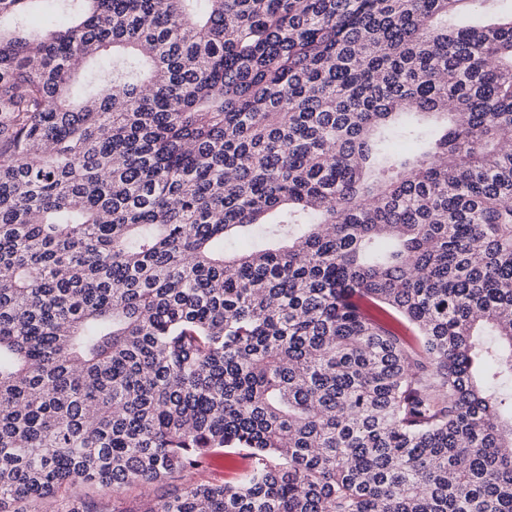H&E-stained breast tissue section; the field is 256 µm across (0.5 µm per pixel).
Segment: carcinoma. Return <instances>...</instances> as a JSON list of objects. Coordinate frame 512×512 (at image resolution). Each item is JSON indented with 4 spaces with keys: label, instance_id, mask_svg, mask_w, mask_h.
Listing matches in <instances>:
<instances>
[{
    "label": "carcinoma",
    "instance_id": "cac0c4a2",
    "mask_svg": "<svg viewBox=\"0 0 512 512\" xmlns=\"http://www.w3.org/2000/svg\"><path fill=\"white\" fill-rule=\"evenodd\" d=\"M499 2L0 0V512H512ZM251 469L250 456L238 448H214L206 460V478L217 484L245 478ZM72 491L77 496L88 495L94 502L97 512H113L124 510L126 512H139L141 500V489L136 486L126 488L121 494L112 496V490L106 488L88 489L81 485H76Z\"/></svg>",
    "mask_w": 512,
    "mask_h": 512
}]
</instances>
